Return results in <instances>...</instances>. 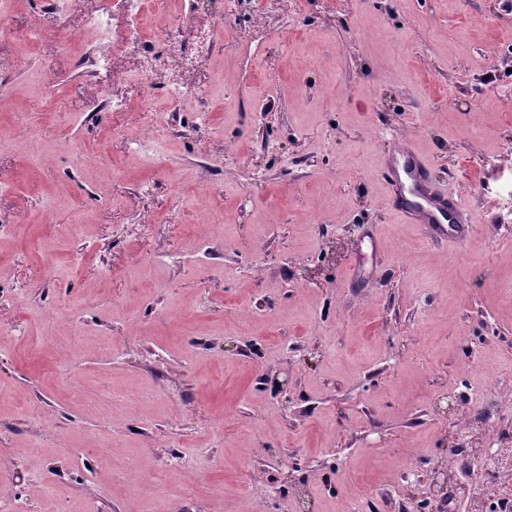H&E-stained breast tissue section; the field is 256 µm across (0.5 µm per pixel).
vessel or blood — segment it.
<instances>
[{"label":"vessel or blood","mask_w":512,"mask_h":512,"mask_svg":"<svg viewBox=\"0 0 512 512\" xmlns=\"http://www.w3.org/2000/svg\"><path fill=\"white\" fill-rule=\"evenodd\" d=\"M380 177L385 199L402 223L424 225L429 237L445 242L471 232V213L433 182L431 162L416 146L407 144L389 155Z\"/></svg>","instance_id":"obj_1"}]
</instances>
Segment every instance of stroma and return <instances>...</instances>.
Returning <instances> with one entry per match:
<instances>
[{
	"instance_id": "35a3bbf8",
	"label": "stroma",
	"mask_w": 512,
	"mask_h": 512,
	"mask_svg": "<svg viewBox=\"0 0 512 512\" xmlns=\"http://www.w3.org/2000/svg\"><path fill=\"white\" fill-rule=\"evenodd\" d=\"M130 22L0 0V497L500 512L512 0H140ZM408 143L475 216L465 241L388 206ZM440 462L448 499L411 477Z\"/></svg>"
}]
</instances>
